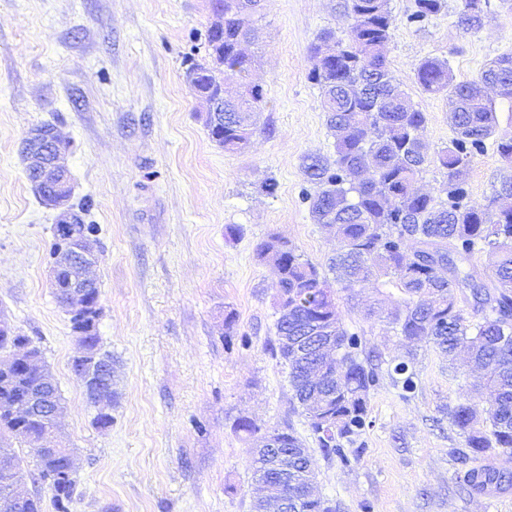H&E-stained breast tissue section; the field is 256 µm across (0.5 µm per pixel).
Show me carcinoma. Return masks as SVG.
I'll return each instance as SVG.
<instances>
[{"instance_id": "obj_1", "label": "carcinoma", "mask_w": 512, "mask_h": 512, "mask_svg": "<svg viewBox=\"0 0 512 512\" xmlns=\"http://www.w3.org/2000/svg\"><path fill=\"white\" fill-rule=\"evenodd\" d=\"M264 0H211L215 21L204 35L206 55L190 59L196 88L219 98L223 77L235 75L244 90L222 101L209 113V136L224 151L250 149L260 133L270 132L261 121L266 92L247 81L250 59L242 45L255 40L256 22ZM445 0H415L409 21L422 23L440 13ZM350 18L347 37L322 30L310 46L308 78L321 91L322 110L335 157L306 156L301 169L313 187L306 193L309 213L317 224L334 229L336 254L328 268L329 282L319 266L303 258L288 241L271 236L257 248V257L272 264L279 291L288 296L286 313L276 319V335L291 346L273 355L288 366L292 399L307 420L323 454L345 465L358 459L362 437L372 427L369 397L385 375H394L399 396L418 389L415 355L385 359L367 349L362 334L345 327L339 303L367 283L390 285L402 294L389 318L396 335L418 339L448 356L460 354L480 370L479 382L492 389L493 407L480 414L469 399L448 412L450 424L468 454L480 457L512 453V208L497 205L512 197V180L477 203L470 199L467 175L475 155L491 145L512 162V137H496L497 112L486 97L487 85L512 99V53L488 63L478 78L454 83L448 61L427 57L414 78L431 95L448 94V119L453 137L431 150L419 136L426 115L399 90L400 80L388 66L384 47L391 37L389 0H342ZM484 0H461L459 22L478 30L488 20ZM434 165L446 173L438 194L422 193L415 183ZM486 256L490 275L481 276L476 259ZM333 336L336 347L318 362L304 364L297 347L303 337ZM38 382L37 370L0 372V420L21 395ZM56 426L49 418L32 422L17 433L34 437ZM293 451L305 447L290 427L263 432ZM66 459L35 460L41 479L49 482L56 512H68L76 480L65 472ZM253 475L269 498L282 488L272 478L270 459L252 455ZM292 471L289 490L298 503L294 512H335L329 500L308 491L316 479L310 454L288 457Z\"/></svg>"}]
</instances>
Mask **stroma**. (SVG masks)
Here are the masks:
<instances>
[{"instance_id":"obj_1","label":"stroma","mask_w":512,"mask_h":512,"mask_svg":"<svg viewBox=\"0 0 512 512\" xmlns=\"http://www.w3.org/2000/svg\"><path fill=\"white\" fill-rule=\"evenodd\" d=\"M414 5L389 0L386 58L438 149L452 135L448 98L424 93L416 65L437 56L455 81L477 78L512 53V9L488 0L474 32L458 22L460 0L420 24L409 20ZM263 13L250 78L266 91L271 131L229 153L210 140L207 105L184 80L186 59L204 53L209 0H0V318L41 348L61 393V440L77 463L70 512H253L263 492L254 441L234 428L241 417L291 426L314 459L315 493L336 512H512V486L482 495L463 482L448 410L488 396L433 348L416 347L413 397L388 379L372 394L373 426L351 466L324 456L293 404L288 370L270 353L277 275L257 248L277 235L323 267L336 248L333 230L310 217L301 160L333 154L308 47L324 29L345 36L349 20L340 0H265ZM48 123L71 141L72 202L89 203L85 221L99 227L97 332L118 392L106 429L71 372L74 333L49 277L57 213L22 155L28 131ZM511 176L495 149L477 155L472 200ZM267 179L275 194L262 191ZM399 302L396 289L359 288L341 319L369 348L398 355L407 345L382 316ZM372 306L379 317H367Z\"/></svg>"}]
</instances>
